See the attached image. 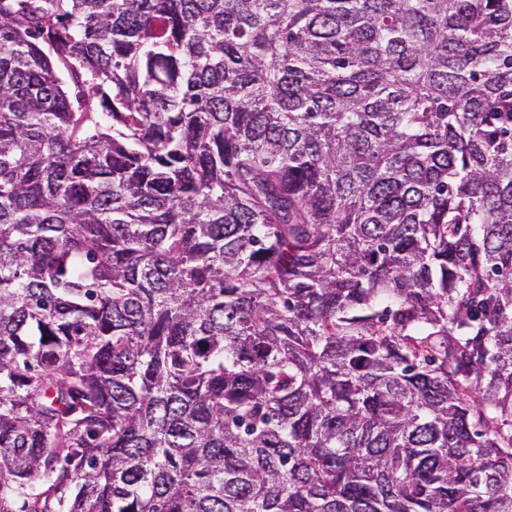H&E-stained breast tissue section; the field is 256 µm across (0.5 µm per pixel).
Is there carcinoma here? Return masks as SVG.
<instances>
[{"label": "carcinoma", "mask_w": 512, "mask_h": 512, "mask_svg": "<svg viewBox=\"0 0 512 512\" xmlns=\"http://www.w3.org/2000/svg\"><path fill=\"white\" fill-rule=\"evenodd\" d=\"M0 512H512V0H0Z\"/></svg>", "instance_id": "1"}]
</instances>
